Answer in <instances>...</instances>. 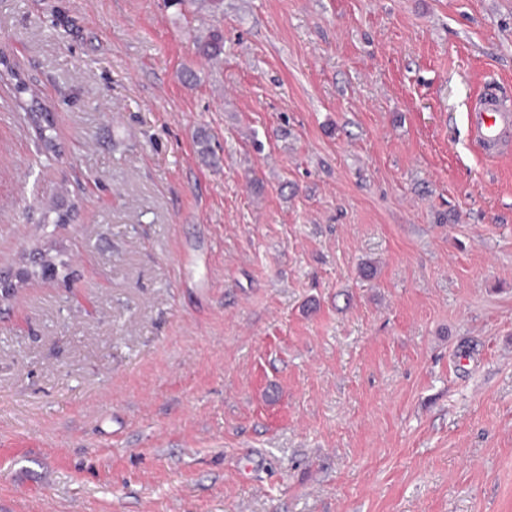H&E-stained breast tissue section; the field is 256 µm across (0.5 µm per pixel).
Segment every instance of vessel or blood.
I'll use <instances>...</instances> for the list:
<instances>
[{"label": "vessel or blood", "mask_w": 512, "mask_h": 512, "mask_svg": "<svg viewBox=\"0 0 512 512\" xmlns=\"http://www.w3.org/2000/svg\"><path fill=\"white\" fill-rule=\"evenodd\" d=\"M473 136L490 155L512 142V103L495 94L482 97L469 114Z\"/></svg>", "instance_id": "b4317fda"}]
</instances>
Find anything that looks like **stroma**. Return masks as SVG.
<instances>
[{"label":"stroma","mask_w":512,"mask_h":512,"mask_svg":"<svg viewBox=\"0 0 512 512\" xmlns=\"http://www.w3.org/2000/svg\"><path fill=\"white\" fill-rule=\"evenodd\" d=\"M0 53L56 144L0 89V274L69 273L0 301V512H512V0H0ZM196 54L207 60H217L224 54V36L219 30H210L205 37L194 38ZM0 65L4 67V70H0L1 81L5 78L16 80L14 84L15 92L19 95L29 93L30 102L27 103V107L25 108L28 112H24V119L34 126L44 149L48 152H54L55 143L52 135L50 134L53 128L50 110L36 99V97H38L37 94L27 86V84L17 73L13 71L10 66L6 65L5 61L2 62L1 58ZM473 136L490 155H496L507 147L512 133V109L510 101L496 94H485L469 114ZM34 272V277L54 280L59 275V266L44 252L35 249L29 253L26 265L15 275L8 276L2 280L3 276L0 275V299L8 300L15 297L22 291L21 285L30 280Z\"/></svg>","instance_id":"obj_1"}]
</instances>
